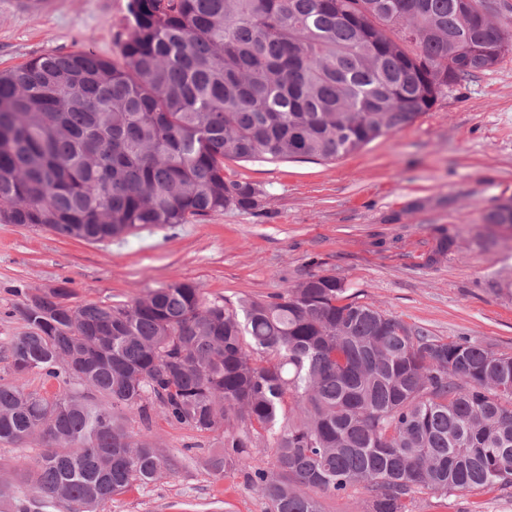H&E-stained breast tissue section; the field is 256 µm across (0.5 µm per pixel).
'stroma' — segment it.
I'll use <instances>...</instances> for the list:
<instances>
[{
  "label": "stroma",
  "instance_id": "35a3bbf8",
  "mask_svg": "<svg viewBox=\"0 0 512 512\" xmlns=\"http://www.w3.org/2000/svg\"><path fill=\"white\" fill-rule=\"evenodd\" d=\"M128 4L0 0V71L85 44L115 57ZM224 173L262 190L260 208L99 243L0 224V376L8 374L5 344L24 330L9 314L13 288L64 280L80 301L125 304L185 280L233 304L323 272L431 336L512 354V225L484 222L512 199V52L449 86L413 124L350 156L228 159ZM443 229L462 248L427 265ZM147 428L172 470L134 485L104 512H266L239 474L209 472L222 434L202 437L158 415ZM411 510L512 512V487L445 498L422 493Z\"/></svg>",
  "mask_w": 512,
  "mask_h": 512
}]
</instances>
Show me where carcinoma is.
<instances>
[{
  "label": "carcinoma",
  "instance_id": "obj_1",
  "mask_svg": "<svg viewBox=\"0 0 512 512\" xmlns=\"http://www.w3.org/2000/svg\"><path fill=\"white\" fill-rule=\"evenodd\" d=\"M118 46L0 73L1 224L100 242L253 211L260 190L224 159L342 158L493 68L512 36L482 0H130ZM456 246L440 233L429 261ZM14 297L0 446L40 447L0 481L16 512H99L168 472L128 425L154 412L222 432L210 470L238 472L266 512H322L355 487L369 512H410L423 490L512 486V355L432 337L334 275L236 307L187 281L119 305L77 302L66 280ZM262 445L268 470L249 465Z\"/></svg>",
  "mask_w": 512,
  "mask_h": 512
}]
</instances>
